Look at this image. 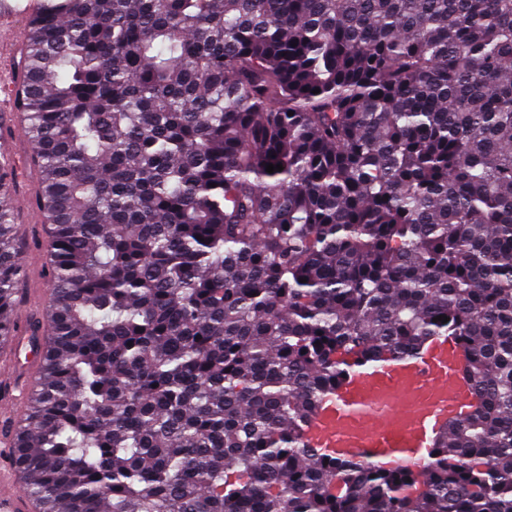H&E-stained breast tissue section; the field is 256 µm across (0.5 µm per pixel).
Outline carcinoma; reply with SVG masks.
<instances>
[{
  "mask_svg": "<svg viewBox=\"0 0 512 512\" xmlns=\"http://www.w3.org/2000/svg\"><path fill=\"white\" fill-rule=\"evenodd\" d=\"M18 68L37 512H512V0H41ZM440 338L475 404L422 471L308 446L349 373ZM16 118L21 128V137L15 143L22 162L23 186L17 190L16 195L11 196V205L16 217L17 234L22 242L21 263L26 270V278L21 285V300L15 309V319L18 324H24L29 317L42 309L35 306L33 298L40 293H45L47 296L45 304L48 303L51 298V286L45 268L47 253L43 227L41 228V224H32L29 221L27 211L21 204L25 196H28L30 201L31 196H35L37 177L35 171L24 162L26 141L20 119L17 115Z\"/></svg>",
  "mask_w": 512,
  "mask_h": 512,
  "instance_id": "obj_1",
  "label": "carcinoma"
}]
</instances>
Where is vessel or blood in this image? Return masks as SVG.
<instances>
[{
  "instance_id": "vessel-or-blood-1",
  "label": "vessel or blood",
  "mask_w": 512,
  "mask_h": 512,
  "mask_svg": "<svg viewBox=\"0 0 512 512\" xmlns=\"http://www.w3.org/2000/svg\"><path fill=\"white\" fill-rule=\"evenodd\" d=\"M37 12V0H0V113L15 109V45ZM472 385L459 347L439 339L419 358L392 359L347 375L313 415L308 438L343 459L383 466L426 460L437 431L472 405ZM16 475L0 464V512H25Z\"/></svg>"
}]
</instances>
